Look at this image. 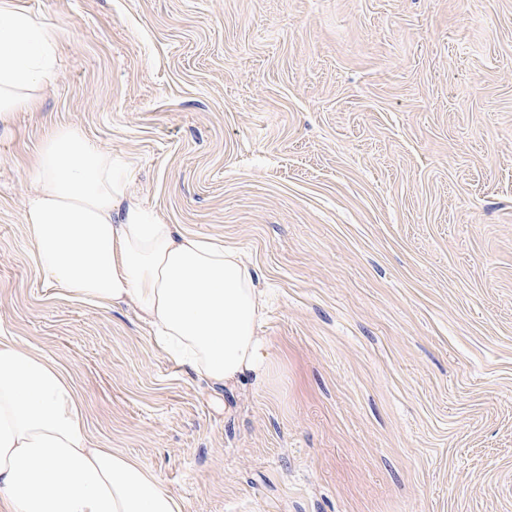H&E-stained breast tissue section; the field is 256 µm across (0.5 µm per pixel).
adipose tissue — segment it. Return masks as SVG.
<instances>
[{"label": "adipose tissue", "mask_w": 512, "mask_h": 512, "mask_svg": "<svg viewBox=\"0 0 512 512\" xmlns=\"http://www.w3.org/2000/svg\"><path fill=\"white\" fill-rule=\"evenodd\" d=\"M55 37L0 0V124L56 67ZM25 221L50 282L102 307L136 308L158 345L216 384H262L272 358L265 293L238 249L164 224L133 201L130 169L61 128L36 154ZM0 512H183L135 460L93 444L71 377L0 336Z\"/></svg>", "instance_id": "ef3b65f1"}]
</instances>
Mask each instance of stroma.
I'll return each instance as SVG.
<instances>
[{"mask_svg": "<svg viewBox=\"0 0 512 512\" xmlns=\"http://www.w3.org/2000/svg\"><path fill=\"white\" fill-rule=\"evenodd\" d=\"M55 33L0 125V334L184 512H512V0H15ZM250 258L263 386L52 287L24 204L55 130Z\"/></svg>", "mask_w": 512, "mask_h": 512, "instance_id": "1", "label": "stroma"}]
</instances>
